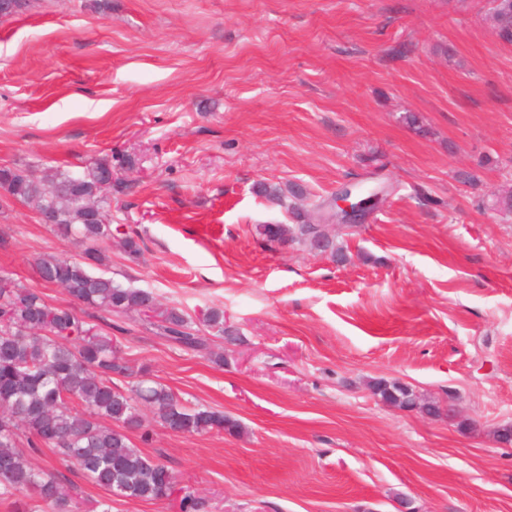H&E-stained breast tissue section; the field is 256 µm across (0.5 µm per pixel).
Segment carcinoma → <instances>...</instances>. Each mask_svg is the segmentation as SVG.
Instances as JSON below:
<instances>
[{"label":"carcinoma","instance_id":"carcinoma-1","mask_svg":"<svg viewBox=\"0 0 512 512\" xmlns=\"http://www.w3.org/2000/svg\"><path fill=\"white\" fill-rule=\"evenodd\" d=\"M0 16L14 17L36 0H4ZM112 163L100 161L80 174L57 171L37 179L23 167L0 168V186L37 210L54 208L56 231L81 247L80 258L47 256L38 263L43 279L64 288L80 303L107 313L155 312L169 339L193 350L205 340L185 331L177 308L155 311V296L125 288L94 268L104 260L112 238L105 205L112 188H101ZM299 224H263L270 242H303L318 228L296 214ZM129 366L112 339L82 320L71 307H52L43 295L0 276V500L16 491L33 492L41 512H72V498L51 468H36L27 455L47 447L109 495L141 500L170 496L174 474L132 446L128 431L144 428L139 405L147 406L165 427L181 433L232 431L237 424L204 405L186 406L166 387L139 381L128 391L112 376ZM374 394L399 408L415 405L413 392L398 382L378 381Z\"/></svg>","mask_w":512,"mask_h":512}]
</instances>
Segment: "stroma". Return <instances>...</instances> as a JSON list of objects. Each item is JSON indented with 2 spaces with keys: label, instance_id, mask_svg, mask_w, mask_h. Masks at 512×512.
Here are the masks:
<instances>
[{
  "label": "stroma",
  "instance_id": "obj_1",
  "mask_svg": "<svg viewBox=\"0 0 512 512\" xmlns=\"http://www.w3.org/2000/svg\"><path fill=\"white\" fill-rule=\"evenodd\" d=\"M485 0H37L0 19V168L36 177L112 162L101 270L203 336L84 305L132 373L239 429L175 433L141 408L130 440L170 497L107 493L50 449L77 512H512V44ZM420 119L419 127L406 115ZM332 203L385 199L329 233L345 261L277 244L287 209L259 184ZM134 238L138 256L123 242ZM32 204L0 207V275L56 307L37 262L75 257ZM224 313L223 332L203 311ZM377 380L439 416L398 409ZM373 391L383 402L390 405L399 408H412L415 405L413 392L398 382L377 381Z\"/></svg>",
  "mask_w": 512,
  "mask_h": 512
}]
</instances>
